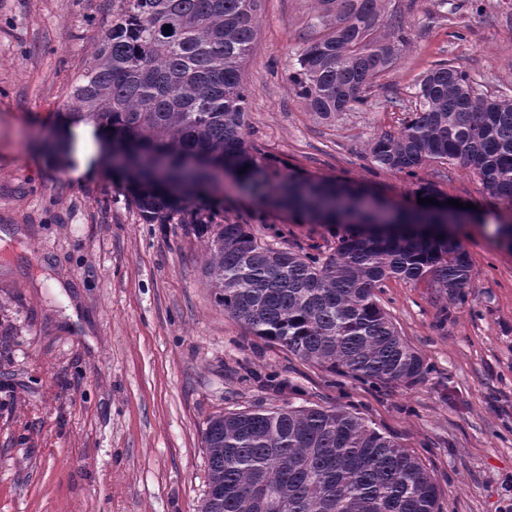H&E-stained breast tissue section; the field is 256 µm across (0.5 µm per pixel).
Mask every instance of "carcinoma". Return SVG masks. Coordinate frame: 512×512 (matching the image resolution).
<instances>
[{
    "label": "carcinoma",
    "mask_w": 512,
    "mask_h": 512,
    "mask_svg": "<svg viewBox=\"0 0 512 512\" xmlns=\"http://www.w3.org/2000/svg\"><path fill=\"white\" fill-rule=\"evenodd\" d=\"M260 0H112V26L73 89L71 120L89 121L130 148L128 204L146 224H171L217 177L273 192L291 212L336 229L333 252L260 243L247 225L192 217L208 236L204 272L224 314L252 335L333 374L411 386L427 372L379 303L389 278L428 280L465 302L472 262L429 208L396 210L389 225L367 191L328 179L267 185L265 154L246 139L242 67ZM316 36L290 75L295 95L323 120L366 104L410 45L401 25L380 32L379 0H318ZM171 30H165L166 26ZM381 169L415 174L447 162L512 206V99L478 92L439 62L396 132L368 145ZM208 483L198 512H441L422 460L341 408L281 407L211 420L203 433Z\"/></svg>",
    "instance_id": "obj_1"
}]
</instances>
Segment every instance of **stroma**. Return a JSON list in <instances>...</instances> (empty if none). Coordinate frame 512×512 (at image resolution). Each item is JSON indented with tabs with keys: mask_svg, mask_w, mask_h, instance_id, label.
I'll list each match as a JSON object with an SVG mask.
<instances>
[{
	"mask_svg": "<svg viewBox=\"0 0 512 512\" xmlns=\"http://www.w3.org/2000/svg\"><path fill=\"white\" fill-rule=\"evenodd\" d=\"M381 26L411 44L360 109L324 121L288 84L313 38L316 0H261L243 80L247 137L294 174L362 185L403 209L430 183L472 209L455 232L473 264L465 304L427 281L379 293L429 371L411 387L330 374L225 316L190 224H146L101 134L65 127L76 78L112 22V0H0V512H197L214 416L288 404L339 407L421 458L443 512H512V208L479 178L431 162L375 168L371 139L400 128L421 76L449 61L512 97V0H382ZM261 242L330 250L331 228L231 179L196 196ZM269 374L287 382L276 392Z\"/></svg>",
	"mask_w": 512,
	"mask_h": 512,
	"instance_id": "stroma-1",
	"label": "stroma"
}]
</instances>
